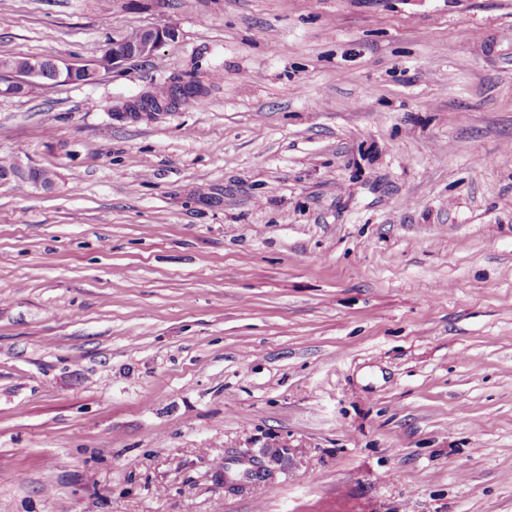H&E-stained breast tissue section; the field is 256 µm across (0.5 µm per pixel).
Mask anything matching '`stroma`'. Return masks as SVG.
<instances>
[{
    "label": "stroma",
    "instance_id": "1",
    "mask_svg": "<svg viewBox=\"0 0 512 512\" xmlns=\"http://www.w3.org/2000/svg\"><path fill=\"white\" fill-rule=\"evenodd\" d=\"M147 27L0 97L60 175L0 185V512H512V0H0V56ZM175 38V31L169 28H144L130 36L112 42L100 61L104 70L120 71L124 65L138 59L151 58L167 40ZM172 87V94L165 99L163 97L168 92V85L160 87L159 90L152 93L142 92L134 96L123 98L117 104L109 107L111 117H121L133 121L154 122L164 118L172 112L179 111L183 102L199 96L203 88L195 80L185 79L183 77L173 78L169 81ZM205 101V98L186 101L183 107L198 105Z\"/></svg>",
    "mask_w": 512,
    "mask_h": 512
}]
</instances>
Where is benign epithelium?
I'll return each mask as SVG.
<instances>
[{"mask_svg":"<svg viewBox=\"0 0 512 512\" xmlns=\"http://www.w3.org/2000/svg\"><path fill=\"white\" fill-rule=\"evenodd\" d=\"M175 38V31L169 28H144L130 36L112 43L100 61L105 70L119 71L124 65L138 59L152 57L164 42ZM46 71L41 66H35L22 71H15L9 80H0V96H20L26 87L45 80ZM172 94L165 99H158L154 94L142 92L123 98L109 107L110 116L121 117L133 121L154 122L165 116L179 111L183 102L199 96L203 88L195 80L177 77L169 81ZM26 181L31 187L50 191L56 182L52 176L40 168L16 160L14 167L0 177L1 183L11 181Z\"/></svg>","mask_w":512,"mask_h":512,"instance_id":"benign-epithelium-1","label":"benign epithelium"}]
</instances>
